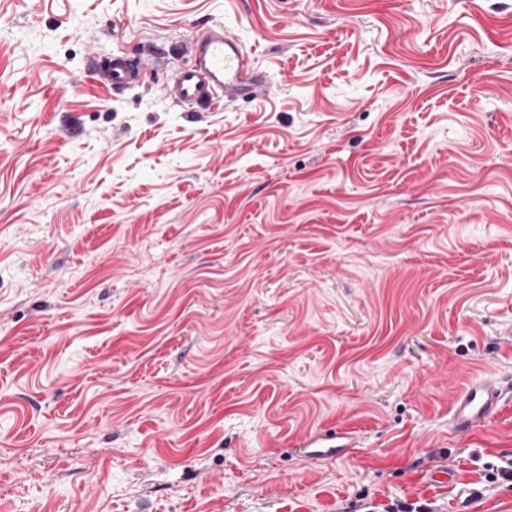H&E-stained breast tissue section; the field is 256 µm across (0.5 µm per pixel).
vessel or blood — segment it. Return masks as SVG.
Returning a JSON list of instances; mask_svg holds the SVG:
<instances>
[{
  "instance_id": "b4317fda",
  "label": "vessel or blood",
  "mask_w": 512,
  "mask_h": 512,
  "mask_svg": "<svg viewBox=\"0 0 512 512\" xmlns=\"http://www.w3.org/2000/svg\"><path fill=\"white\" fill-rule=\"evenodd\" d=\"M88 74L99 86L120 93L141 86L147 70L142 58L115 53L91 59ZM265 78L255 68L250 51L223 24L210 25L193 41L190 61L163 85V93L184 109L232 104L253 97ZM512 393V379L492 374L474 376L450 410L454 431L467 432L487 423ZM357 434L350 430L307 435L298 442L312 461L332 460L354 447Z\"/></svg>"
}]
</instances>
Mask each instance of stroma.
<instances>
[{
    "label": "stroma",
    "mask_w": 512,
    "mask_h": 512,
    "mask_svg": "<svg viewBox=\"0 0 512 512\" xmlns=\"http://www.w3.org/2000/svg\"><path fill=\"white\" fill-rule=\"evenodd\" d=\"M223 23L268 82L161 89ZM155 65L92 84L95 55ZM512 0H0V512H512ZM355 430L333 460L307 434ZM512 392L510 377L493 374L474 376L450 410V424L456 432H468L487 423Z\"/></svg>",
    "instance_id": "obj_1"
}]
</instances>
